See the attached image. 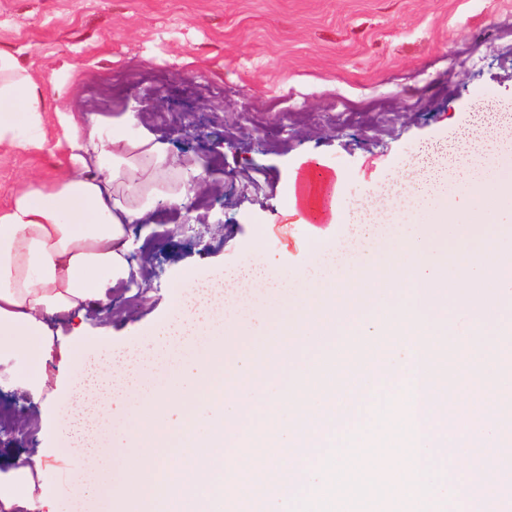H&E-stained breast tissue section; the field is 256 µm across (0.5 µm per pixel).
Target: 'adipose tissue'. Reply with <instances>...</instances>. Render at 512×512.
<instances>
[{
	"label": "adipose tissue",
	"mask_w": 512,
	"mask_h": 512,
	"mask_svg": "<svg viewBox=\"0 0 512 512\" xmlns=\"http://www.w3.org/2000/svg\"><path fill=\"white\" fill-rule=\"evenodd\" d=\"M45 93L13 54L0 51V148L43 151ZM57 121L72 169L53 183L33 178L0 209V387L19 388L33 401L45 393L48 365L66 348L52 321L82 317L107 303L130 277L135 240L152 231L143 218L159 202L184 206L202 171L175 164L168 145L139 126L132 113L95 116L61 112ZM178 169L175 186L162 176ZM447 167L372 188L347 222L362 246L354 257L317 251L302 270L247 265L232 273L198 275L175 304L152 353L110 354L106 363H72L60 392L73 425V446L87 472H97L96 429L106 401L121 402L142 382L143 367L158 356L180 355L186 345L205 352L173 373L163 394L128 410L131 440L155 449L145 467L149 480L164 477L168 498L182 512H203L205 458L228 452L242 419L267 435L279 423L289 391L301 379L329 380L350 333L365 346L364 364L404 363L413 351L444 343L461 308L512 303V289L487 285L488 267L512 258V234L484 241L462 229V215L442 201ZM432 223H417L423 211ZM391 225L386 250H375L382 225ZM302 289L282 299L289 281ZM273 301L272 320L292 344L276 361L274 382H250L267 344L252 343L257 320L255 287ZM247 340L224 355V339ZM180 422H170L173 410ZM184 458L182 477L167 475L169 457ZM47 485L40 462L17 459L0 470V512H43Z\"/></svg>",
	"instance_id": "1"
}]
</instances>
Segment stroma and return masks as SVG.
<instances>
[{"mask_svg":"<svg viewBox=\"0 0 512 512\" xmlns=\"http://www.w3.org/2000/svg\"><path fill=\"white\" fill-rule=\"evenodd\" d=\"M0 50L44 84L49 141L40 153L0 150V208L31 175L68 172L56 115L134 113L172 155L204 165L192 214L172 206L145 220L154 260L113 292L104 318L82 330L76 361L153 349L196 274L260 261L303 268L320 248L346 251L345 210L400 179L426 145L469 148L483 137L475 105L512 113V0H0ZM328 164L340 187L332 223L304 224L283 198L302 161ZM26 407L30 426L0 448V467L40 458L48 512H116V496H87L91 476L70 449L65 420L0 388V407ZM125 405L100 432L106 484L114 448L129 445Z\"/></svg>","mask_w":512,"mask_h":512,"instance_id":"stroma-1","label":"stroma"}]
</instances>
